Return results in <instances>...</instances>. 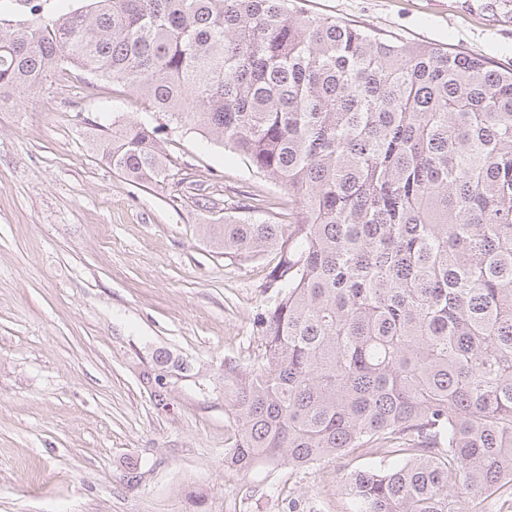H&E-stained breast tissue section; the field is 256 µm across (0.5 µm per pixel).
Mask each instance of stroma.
Wrapping results in <instances>:
<instances>
[{
	"mask_svg": "<svg viewBox=\"0 0 512 512\" xmlns=\"http://www.w3.org/2000/svg\"><path fill=\"white\" fill-rule=\"evenodd\" d=\"M300 2L512 68V0ZM143 111L131 88L73 69L0 112V512H351L346 478L387 457L225 467L224 363L256 352L276 259L224 257L203 227L239 191H286L181 128L164 143L171 179L131 185L88 130Z\"/></svg>",
	"mask_w": 512,
	"mask_h": 512,
	"instance_id": "1",
	"label": "stroma"
}]
</instances>
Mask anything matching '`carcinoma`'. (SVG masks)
I'll return each mask as SVG.
<instances>
[{
    "label": "carcinoma",
    "mask_w": 512,
    "mask_h": 512,
    "mask_svg": "<svg viewBox=\"0 0 512 512\" xmlns=\"http://www.w3.org/2000/svg\"><path fill=\"white\" fill-rule=\"evenodd\" d=\"M0 27V96L67 67L147 118L95 124L133 185L169 177L173 126L288 191L244 193L214 244L279 256L249 368L224 365L238 471L384 450L353 512H466L512 485V69L384 39L298 0H77Z\"/></svg>",
    "instance_id": "cac0c4a2"
}]
</instances>
